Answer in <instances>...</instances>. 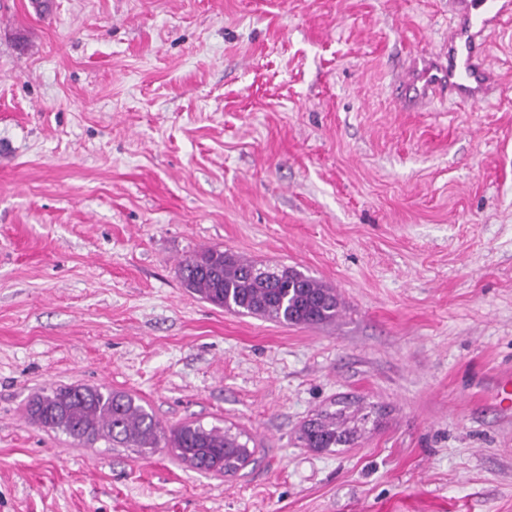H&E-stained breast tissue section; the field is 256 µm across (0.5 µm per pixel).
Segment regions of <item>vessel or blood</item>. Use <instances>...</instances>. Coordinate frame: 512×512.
Returning a JSON list of instances; mask_svg holds the SVG:
<instances>
[{
  "label": "vessel or blood",
  "mask_w": 512,
  "mask_h": 512,
  "mask_svg": "<svg viewBox=\"0 0 512 512\" xmlns=\"http://www.w3.org/2000/svg\"><path fill=\"white\" fill-rule=\"evenodd\" d=\"M453 23L445 50H423L399 81V103L407 107L446 97L476 106L499 87L487 63L492 34L512 24V0H450Z\"/></svg>",
  "instance_id": "obj_1"
}]
</instances>
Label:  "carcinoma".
I'll return each mask as SVG.
<instances>
[{
    "label": "carcinoma",
    "instance_id": "cac0c4a2",
    "mask_svg": "<svg viewBox=\"0 0 512 512\" xmlns=\"http://www.w3.org/2000/svg\"><path fill=\"white\" fill-rule=\"evenodd\" d=\"M255 264L219 248H207L179 265L186 287L214 306L279 323L317 325L339 313L333 289L291 267L261 278ZM30 418L78 442L106 440L134 448L142 457L157 448L177 449L180 460H196L206 473L229 474L243 468L255 453L242 434L218 427L186 423L165 430L160 422L127 393L98 387L59 386L43 391L28 406ZM349 407L324 412L303 428L305 445L323 451L350 442L357 428H348Z\"/></svg>",
    "mask_w": 512,
    "mask_h": 512
}]
</instances>
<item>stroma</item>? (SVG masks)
<instances>
[{
  "label": "stroma",
  "mask_w": 512,
  "mask_h": 512,
  "mask_svg": "<svg viewBox=\"0 0 512 512\" xmlns=\"http://www.w3.org/2000/svg\"><path fill=\"white\" fill-rule=\"evenodd\" d=\"M448 0H0V512H512V27L474 109L396 105ZM220 248L333 288L335 320L181 282ZM136 397L243 433L204 476L80 445L28 402ZM368 419L303 447L337 401ZM350 406L334 412H324L310 420L303 428L301 439L307 448L323 451L345 445L357 434V428L345 427L351 413Z\"/></svg>",
  "instance_id": "stroma-1"
}]
</instances>
